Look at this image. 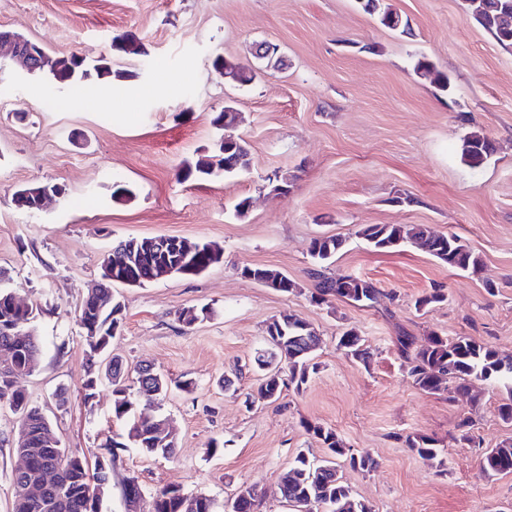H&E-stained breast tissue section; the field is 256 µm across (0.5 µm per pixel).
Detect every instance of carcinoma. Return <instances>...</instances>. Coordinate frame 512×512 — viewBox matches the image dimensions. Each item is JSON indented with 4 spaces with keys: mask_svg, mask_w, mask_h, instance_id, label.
<instances>
[{
    "mask_svg": "<svg viewBox=\"0 0 512 512\" xmlns=\"http://www.w3.org/2000/svg\"><path fill=\"white\" fill-rule=\"evenodd\" d=\"M360 8L376 17L382 26L391 31L402 35L410 31L408 21L381 3V0H366ZM465 10L496 40L502 32L512 33V0H465ZM111 46L126 55H144L139 43L122 36L112 38ZM51 59L53 73L43 89L46 100L62 102L68 96L81 97L91 90L89 67L83 62L82 56L77 53L55 54ZM212 67L232 84L245 85L254 79L252 70L222 55L213 58ZM415 72L430 78L437 90H449L447 76L437 71L430 62L419 60ZM232 115L234 107L230 104L215 113L211 119L214 136L210 146L195 163L178 172L179 180L198 182L225 178L249 168L250 152L244 139L237 136L234 142L226 146L220 142L224 134L220 125L224 124V118ZM493 153L494 145L488 136L480 130H473L464 139L461 159L470 167L477 168ZM49 186V182L21 185L12 192V202L18 209L36 213L37 193ZM357 234L379 251H391L407 244L421 249L447 265L450 271L476 274L482 266L481 257L458 237L435 235L420 224H370L360 228ZM175 242L174 236L158 235L128 238L113 243L112 250L103 260V264L112 265V276L100 274L98 287L93 292L108 298L112 294V286L116 284L143 285L155 281L161 275V265L166 259L175 256L183 261L185 276H198L221 259V253L207 243L194 244L195 250L181 257L175 251ZM343 246L344 241L336 237H318L312 241V267L308 274L315 283V293L311 294V301L328 303L336 298L359 307H380L390 311L395 295L384 293L372 283L351 275L332 276L327 273ZM241 274L283 293H289L295 288V283L286 274L273 268L246 266ZM11 292L9 277L0 269V318L10 316L27 327L32 326L36 319V308L30 306L19 315L10 314L6 300ZM446 300L447 294L443 288H433L417 298L414 306L421 311ZM120 310L122 304L115 297L112 298V308L101 311L92 301L84 300L78 310L77 324L81 327L87 321L96 322L102 329L103 337L110 339L112 335L109 329L113 324L111 316ZM265 333L272 351L266 353L263 364L258 366L261 374L257 378L256 395H247L248 402L255 397L275 403L281 399L284 390L302 389L309 379L310 371L315 369L311 360L319 338L305 320L293 316L274 319L267 324ZM338 346L361 363L369 359V352L364 348L362 339L351 331L343 332L338 339ZM396 347L407 376L425 392H437L450 378L457 382V391L466 395L477 381L498 379L512 382V362H502L493 346L471 336L448 339L434 332L429 336L427 345L418 347L414 336L404 332L397 336ZM40 352L41 344L36 334H31L24 347L19 348L10 336L0 331V368L8 364L19 366L30 358L40 357ZM104 379L112 386L115 396L114 417L118 420L134 411V402L130 398L131 384L140 386L144 382L151 383L159 403L166 397L171 384V380L162 372L144 367L138 368L135 377L131 379L123 359L114 356L108 374L102 376L99 369H89L83 384L84 403L96 398L97 388ZM0 407H13L20 411L22 419L31 430V451L36 463L56 453L60 457V463L52 476L53 487L49 502L44 505L31 504L25 509L15 502L13 512H88L84 493L95 489L96 484L102 482L106 475L116 472L117 457L126 448V444L112 440V446L103 448L95 456L94 467L91 468L85 455L47 445L43 439V434L48 432L43 412L28 396H17L0 383ZM304 429L329 451V455L325 459L312 460L301 450L295 456L281 487V495L291 512H296V507L309 502L323 508V512H372L371 507L357 499L351 488L343 482L338 474L336 458L347 456L350 466L363 472H369L377 466L376 458L365 451L346 453L343 440L330 428L306 423ZM129 437L136 447L151 456L170 458L177 446L175 430L167 431L162 437L153 434L145 410L134 418ZM396 439L424 459L435 460L439 455L433 439L426 435L398 434ZM480 467L489 477L512 474V441H503L494 448L484 449L480 455ZM189 496L179 487H162L151 496L148 512H184V504ZM190 497L193 499V512H215L214 501L210 497L203 494Z\"/></svg>",
    "mask_w": 512,
    "mask_h": 512,
    "instance_id": "1",
    "label": "carcinoma"
}]
</instances>
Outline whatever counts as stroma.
<instances>
[{"instance_id":"1","label":"stroma","mask_w":512,"mask_h":512,"mask_svg":"<svg viewBox=\"0 0 512 512\" xmlns=\"http://www.w3.org/2000/svg\"><path fill=\"white\" fill-rule=\"evenodd\" d=\"M386 2L410 34L383 27L356 0H0V28L54 53L112 61L95 97L54 111L43 108L44 77L0 71V268L40 310V365L18 385L52 416L65 448L90 457L107 440L128 439V421L112 415L111 386L101 384L92 405L81 399L88 360L76 312L104 254L122 238L178 236L214 245L220 262L193 278L116 286L125 319L110 352L194 389H172L162 403L177 433L175 456L132 448L120 455V474L136 476L148 495L165 486L205 494L216 512L253 486L263 493L260 512H289L280 486L296 452L326 454L306 435L310 422L378 460L368 473L340 468L373 512H512V475L486 477L479 448L457 430L471 413L480 447L512 440V423L499 416L504 388L478 383L470 411L454 390L416 386L396 349L401 332L420 346L435 332L474 337L512 359V50L466 14L464 0ZM117 35L140 42L155 69L143 72L139 57L113 51ZM266 40L281 45L282 69L256 59ZM217 54L256 69L254 81L229 83L211 66ZM422 58L448 76V92L416 73ZM228 101L249 169L180 182L177 170L209 146L211 118ZM477 129L495 152L472 168L461 148ZM275 172L287 176L286 192L268 188ZM118 175L135 198L113 199ZM32 181L65 185L67 194L37 214L16 209L14 188ZM244 198L250 207L240 215L234 206ZM367 224L457 236L482 269L451 271L414 247L376 251L358 235ZM319 236L345 239L332 273L393 293L390 313L311 302L309 247ZM247 265L277 269L297 288L286 294L244 278ZM437 286L447 301L416 311L415 300ZM193 306L209 314L184 327L178 312ZM288 314L319 334L316 370L276 403H246L266 325ZM346 330L363 339L368 363L338 348ZM59 387L70 400L62 415ZM15 427L0 409V512H12ZM409 433L434 439L444 470L405 447ZM215 439L224 446L213 451Z\"/></svg>"}]
</instances>
